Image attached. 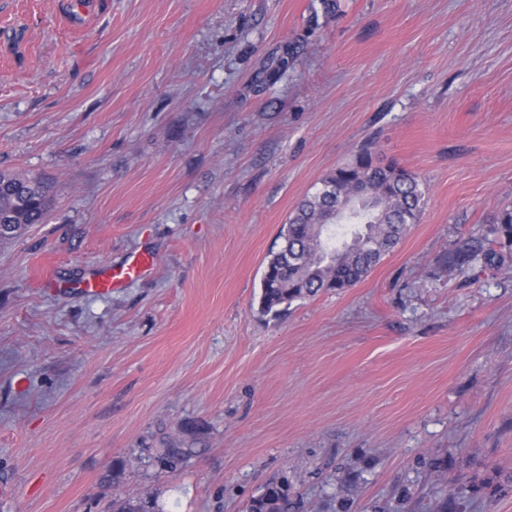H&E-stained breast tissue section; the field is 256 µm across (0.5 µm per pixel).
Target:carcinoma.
Listing matches in <instances>:
<instances>
[{"mask_svg":"<svg viewBox=\"0 0 512 512\" xmlns=\"http://www.w3.org/2000/svg\"><path fill=\"white\" fill-rule=\"evenodd\" d=\"M428 188L413 172L378 164L367 147L336 168L305 197L282 226L280 248L271 254L262 277V310L275 314L293 302L362 281L418 223ZM46 182L0 172V222L20 235L44 222L52 205ZM512 245V209L500 211L482 233L459 240L443 264L463 272L481 262L494 265L502 255L486 244ZM288 492L269 485L247 505V512H290Z\"/></svg>","mask_w":512,"mask_h":512,"instance_id":"carcinoma-1","label":"carcinoma"}]
</instances>
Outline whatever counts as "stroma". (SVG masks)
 I'll return each mask as SVG.
<instances>
[{
  "mask_svg": "<svg viewBox=\"0 0 512 512\" xmlns=\"http://www.w3.org/2000/svg\"><path fill=\"white\" fill-rule=\"evenodd\" d=\"M0 0V512H512V0ZM430 188L353 287L260 309L289 214L363 145ZM155 258L111 295L38 287ZM52 189L46 182L0 172V232L15 224L12 233L21 235L32 224H42L51 208ZM505 240L512 245V209L504 208L490 224H485L482 233L477 236H469L460 239L455 246L448 251L443 259V264L448 272H463L473 266L474 263L494 265L502 262L503 256L486 248V244ZM290 508L287 490L279 485H269L249 501L247 512H290Z\"/></svg>",
  "mask_w": 512,
  "mask_h": 512,
  "instance_id": "35a3bbf8",
  "label": "stroma"
}]
</instances>
